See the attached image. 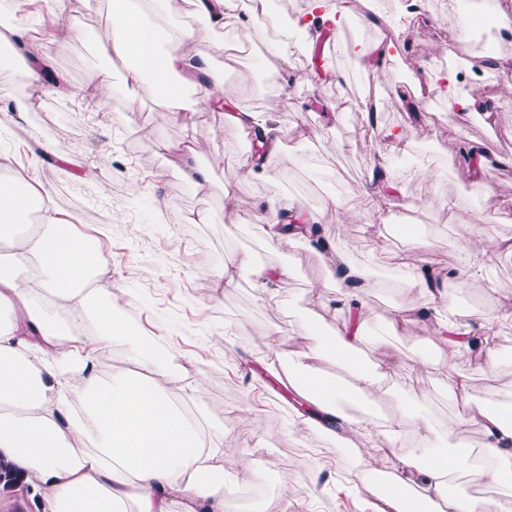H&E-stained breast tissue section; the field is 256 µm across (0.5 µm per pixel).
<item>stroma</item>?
<instances>
[{
  "mask_svg": "<svg viewBox=\"0 0 512 512\" xmlns=\"http://www.w3.org/2000/svg\"><path fill=\"white\" fill-rule=\"evenodd\" d=\"M7 2L0 0V42L11 54L0 60V84L9 85L10 94L0 97V147L12 155L13 167L44 185L52 207L71 222L74 234L96 239L111 286L125 289L131 299L128 321L134 329L146 339L162 336L179 358L193 386L186 405L204 408L223 438L228 489L255 479L275 488L274 496L244 501V512H377L380 498L369 493L367 483L346 486L337 479L341 468L361 472L354 448L305 427L304 415L291 401L272 399L278 371L287 370L305 345V327L333 333L341 319L324 306L327 262L310 257L301 243H266L242 222V214L268 193L262 178L246 174L243 139L225 136L223 113L198 116L196 136L205 154L223 159L215 171L217 192L198 193L178 171L176 156L161 149L162 143L182 141L181 127L151 97L124 84L123 62L100 57L93 43L78 38L47 41L46 30L55 26L52 0H32L35 18L29 22L13 17ZM345 3L346 20L337 33L344 48L329 63L342 72V79L313 84L308 60L298 53L288 57L283 86L266 79V66L276 63L271 56L260 62L238 52L230 59L217 57L216 67L228 84L251 88L250 107L266 113L289 152L308 155V162L285 164L280 186L306 211L319 212L318 238L352 261L362 260L366 250L384 239L376 225L354 221L329 204L336 199L356 205L371 170L397 168L394 151L377 146L374 126L408 131L406 153L415 174L403 193L381 203L388 223L408 229L398 249L419 243L434 266L458 268L467 246L458 222L482 212L485 278L493 290L479 292L464 276L450 296L460 309L483 311L492 321L499 364L488 369L467 358L458 369L471 378V400L490 407L512 403V253L500 247L502 240H512V96H501L500 81L484 75L471 83L476 108L448 112L435 96L430 111L410 115L399 101L421 99L414 73L437 69L451 56L471 69L480 48L458 43L439 32L434 17L420 16L413 34L403 36L387 59L392 78L385 81L373 66L348 54V46L373 42L379 30L364 22L362 0ZM32 49L45 75L32 110L23 114L14 101L27 92L16 82L14 69ZM103 68L112 72V88L102 101L89 97L86 85L91 73ZM364 102L375 105L374 115L361 110ZM120 106L132 114L134 125L114 117ZM136 125L155 136L137 139L133 149L129 141L135 139ZM41 136L72 152L81 164L77 174L44 156L37 145ZM468 144L502 161L478 183L462 155ZM225 185L240 186L238 205H225ZM445 189L456 196L451 214L430 204ZM163 195L169 204L162 216L157 199ZM201 211L212 212L213 223H191V216ZM244 252L263 264L291 265L294 275L288 283L258 293L249 277L236 273L234 257ZM220 270L236 274L237 286L217 283L214 274ZM380 278L388 290L365 296L372 313L367 333L373 337L384 332L405 286L401 273L384 269ZM390 341L396 368L388 384L402 393L407 365L415 353L429 349L430 339L426 332L401 327ZM244 455L250 466H238ZM286 490L295 494L293 504L285 503Z\"/></svg>",
  "mask_w": 512,
  "mask_h": 512,
  "instance_id": "obj_1",
  "label": "stroma"
}]
</instances>
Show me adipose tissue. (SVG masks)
<instances>
[{
    "label": "adipose tissue",
    "instance_id": "1",
    "mask_svg": "<svg viewBox=\"0 0 512 512\" xmlns=\"http://www.w3.org/2000/svg\"><path fill=\"white\" fill-rule=\"evenodd\" d=\"M201 27L172 25V0H113L104 33L90 39L104 58L127 61L124 81L150 95L184 130L181 145H164L185 165L188 180L204 192L213 187L214 163L201 164L193 117L226 110L224 132L237 137L258 125L257 113L242 103V92L228 87L215 67L228 45L211 38L214 25L252 33L239 0H186ZM342 0H307L290 22L288 39L274 53L311 52L321 27L340 26ZM202 86L201 97L183 93ZM267 159L249 166L271 192L248 221L271 242L302 238L315 256L331 255L334 289L326 303L342 319L329 336L307 334V344L291 360L299 374V395L321 414L344 421L359 444L367 468L386 456L396 459L387 505L392 512H512V406L470 405V380L455 367L465 356L493 367L498 363L495 329L481 314L463 315L442 286L447 275L423 251L409 255V297L394 309L395 321L435 336L442 360L419 356L417 367L431 369L449 399L464 401L454 427H435L415 392L393 394L387 379L394 357L387 339L366 361L358 355L366 340L367 307L362 294L381 288L375 268L394 266L396 255L383 249L352 263L331 253L310 231H289L287 219L303 216L299 200L279 190L287 151L275 128H264ZM409 169L368 178L361 215L383 223L380 199L398 193ZM40 212L39 224L28 220ZM107 265L97 247L76 236L56 217L47 190L12 170L0 177V463L36 494V512H238L225 492L224 459L203 411L181 404L185 378L161 352L125 321L123 289L103 287ZM482 328L473 340V328ZM334 358L344 368L343 384L313 373V365ZM388 399L384 420L370 406ZM361 404L359 415L351 405ZM480 437L481 464L469 450ZM490 478L503 489L497 496L465 495V480Z\"/></svg>",
    "mask_w": 512,
    "mask_h": 512
}]
</instances>
